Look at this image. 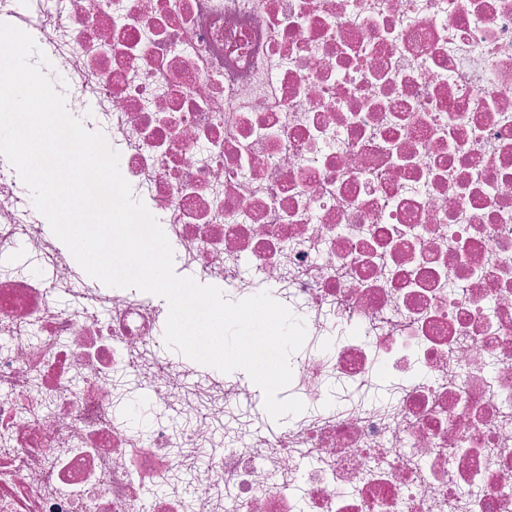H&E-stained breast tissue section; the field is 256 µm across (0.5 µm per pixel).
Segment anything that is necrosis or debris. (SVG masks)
<instances>
[{
  "label": "necrosis or debris",
  "instance_id": "necrosis-or-debris-1",
  "mask_svg": "<svg viewBox=\"0 0 512 512\" xmlns=\"http://www.w3.org/2000/svg\"><path fill=\"white\" fill-rule=\"evenodd\" d=\"M71 115L102 132L179 272L301 319L294 392L381 382L260 437L199 495L154 499L207 447L231 381L164 363L150 294L89 288L0 156V512H512V0H31L19 16ZM256 277H242L243 266ZM194 418L142 442L117 373ZM321 456L300 495L304 452ZM275 469L284 481L268 485Z\"/></svg>",
  "mask_w": 512,
  "mask_h": 512
}]
</instances>
